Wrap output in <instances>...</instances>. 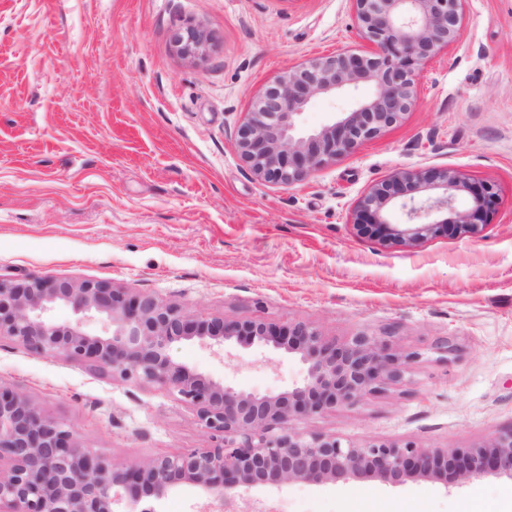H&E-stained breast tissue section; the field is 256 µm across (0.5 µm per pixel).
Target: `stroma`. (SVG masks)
<instances>
[{
    "mask_svg": "<svg viewBox=\"0 0 512 512\" xmlns=\"http://www.w3.org/2000/svg\"><path fill=\"white\" fill-rule=\"evenodd\" d=\"M208 32L203 54L174 35ZM463 37L420 65L400 122L303 181L259 180L235 131L266 85L359 51L351 0H0V277L98 280L196 320L392 333L405 380L299 421L361 444L469 448L512 428V0H465ZM452 169L493 196L472 235L411 247L354 209L397 172ZM452 337L451 353L435 348ZM173 360L237 389L299 379L291 354L194 341ZM0 381L128 467L209 446L197 413L156 384L0 339ZM258 512H512V481L358 479L254 490Z\"/></svg>",
    "mask_w": 512,
    "mask_h": 512,
    "instance_id": "1",
    "label": "stroma"
}]
</instances>
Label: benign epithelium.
Segmentation results:
<instances>
[{"mask_svg":"<svg viewBox=\"0 0 512 512\" xmlns=\"http://www.w3.org/2000/svg\"><path fill=\"white\" fill-rule=\"evenodd\" d=\"M365 50L340 51L288 70L269 84L237 128L241 158L259 179L290 186L398 123L415 100L416 68L462 38L463 0H351ZM209 34L188 26L175 34L187 54L207 46ZM371 89L348 112L306 131L299 117L315 99ZM462 194L469 210L456 208ZM489 191L455 171L398 172L374 186L356 207L355 225L409 246L450 223L479 231ZM400 210L405 223L390 215ZM451 218L437 219L442 213ZM70 308L59 322L53 312ZM26 349L89 361L97 370L136 384L175 392L197 413L212 445L149 459L133 467L81 446L65 424L47 418L25 395L0 381V512H155V503L188 482L207 496L200 512H251L244 493L282 489L300 481L349 479L439 480L460 487L486 476L512 481V429L473 448H425L369 441L360 445L297 426L301 418L356 405L390 383L404 381L414 353H397L383 336L328 341L303 323L277 331L257 322L193 321L154 296L131 295L106 282L33 278L24 285L0 279V337ZM180 340L222 349L271 347L295 354L302 378L278 393H253L175 363L169 346Z\"/></svg>","mask_w":512,"mask_h":512,"instance_id":"obj_1","label":"benign epithelium"}]
</instances>
